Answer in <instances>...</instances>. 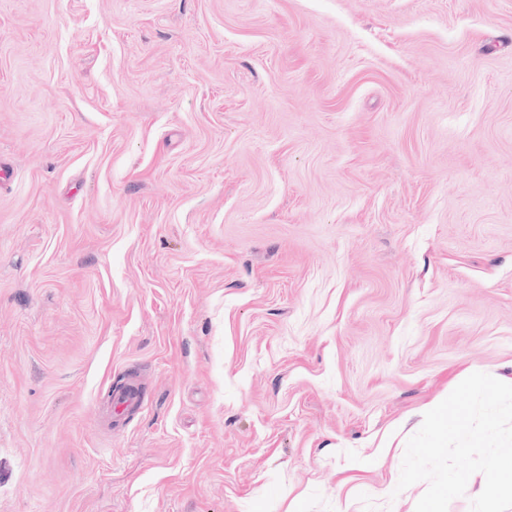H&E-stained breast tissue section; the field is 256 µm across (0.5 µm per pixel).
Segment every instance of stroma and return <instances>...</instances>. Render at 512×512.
<instances>
[{"label": "stroma", "mask_w": 512, "mask_h": 512, "mask_svg": "<svg viewBox=\"0 0 512 512\" xmlns=\"http://www.w3.org/2000/svg\"><path fill=\"white\" fill-rule=\"evenodd\" d=\"M0 162V512H414L512 377V0H0Z\"/></svg>", "instance_id": "35a3bbf8"}]
</instances>
